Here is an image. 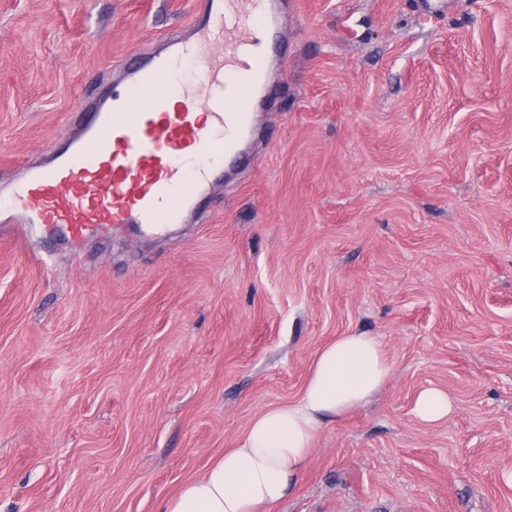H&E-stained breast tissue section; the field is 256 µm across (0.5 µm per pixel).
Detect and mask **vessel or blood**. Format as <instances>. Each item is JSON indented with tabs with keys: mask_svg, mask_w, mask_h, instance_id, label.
<instances>
[{
	"mask_svg": "<svg viewBox=\"0 0 512 512\" xmlns=\"http://www.w3.org/2000/svg\"><path fill=\"white\" fill-rule=\"evenodd\" d=\"M280 0H199L184 33L78 101L62 149L0 181V222L63 228L74 244L183 223L241 156L271 63H286Z\"/></svg>",
	"mask_w": 512,
	"mask_h": 512,
	"instance_id": "1",
	"label": "vessel or blood"
}]
</instances>
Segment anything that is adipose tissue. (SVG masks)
I'll return each mask as SVG.
<instances>
[{"instance_id":"obj_1","label":"adipose tissue","mask_w":512,"mask_h":512,"mask_svg":"<svg viewBox=\"0 0 512 512\" xmlns=\"http://www.w3.org/2000/svg\"><path fill=\"white\" fill-rule=\"evenodd\" d=\"M391 371L378 337L336 338L316 355L296 401L258 414L235 447L160 499L156 512H273L296 486L326 422L365 404Z\"/></svg>"}]
</instances>
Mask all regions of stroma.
Returning a JSON list of instances; mask_svg holds the SVG:
<instances>
[{
	"label": "stroma",
	"mask_w": 512,
	"mask_h": 512,
	"mask_svg": "<svg viewBox=\"0 0 512 512\" xmlns=\"http://www.w3.org/2000/svg\"><path fill=\"white\" fill-rule=\"evenodd\" d=\"M197 7L0 0V170ZM285 34L188 223L78 248L0 223V512H155L349 332L391 376L276 512H512V0H288ZM431 386L454 409L424 424Z\"/></svg>",
	"instance_id": "35a3bbf8"
}]
</instances>
